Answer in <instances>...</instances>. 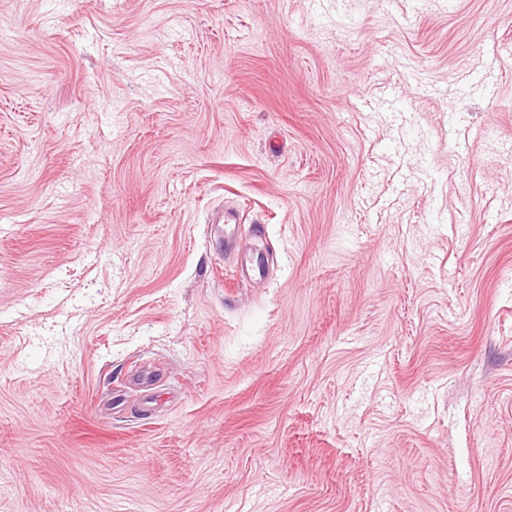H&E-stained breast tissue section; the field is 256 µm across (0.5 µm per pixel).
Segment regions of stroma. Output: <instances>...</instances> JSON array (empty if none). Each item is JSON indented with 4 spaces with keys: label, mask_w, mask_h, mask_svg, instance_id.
Here are the masks:
<instances>
[{
    "label": "stroma",
    "mask_w": 512,
    "mask_h": 512,
    "mask_svg": "<svg viewBox=\"0 0 512 512\" xmlns=\"http://www.w3.org/2000/svg\"><path fill=\"white\" fill-rule=\"evenodd\" d=\"M0 512H512V0H0Z\"/></svg>",
    "instance_id": "stroma-1"
}]
</instances>
